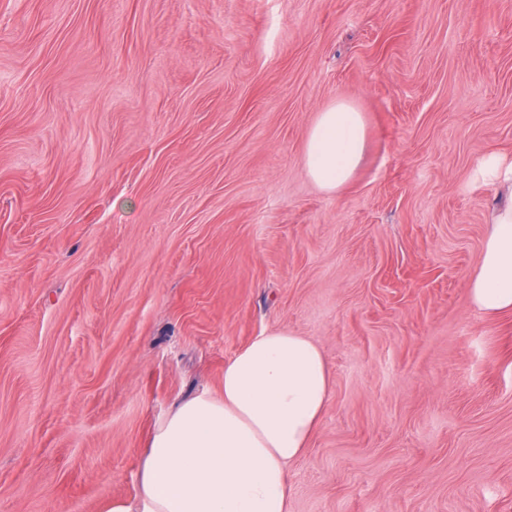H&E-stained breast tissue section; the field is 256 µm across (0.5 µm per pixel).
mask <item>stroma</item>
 Segmentation results:
<instances>
[{
	"label": "stroma",
	"mask_w": 512,
	"mask_h": 512,
	"mask_svg": "<svg viewBox=\"0 0 512 512\" xmlns=\"http://www.w3.org/2000/svg\"><path fill=\"white\" fill-rule=\"evenodd\" d=\"M366 130L339 192L319 112ZM512 158V0H0V512L133 501L254 336L332 392L288 512H512V313L467 283ZM364 145L360 112L344 102L326 108L319 113L306 142L308 177L321 189L338 192L353 177ZM482 173L495 181L505 194L512 195V159L491 154L482 165Z\"/></svg>",
	"instance_id": "35a3bbf8"
}]
</instances>
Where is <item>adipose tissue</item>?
<instances>
[{
	"mask_svg": "<svg viewBox=\"0 0 512 512\" xmlns=\"http://www.w3.org/2000/svg\"><path fill=\"white\" fill-rule=\"evenodd\" d=\"M360 112L339 102L320 112L306 142L308 177L341 190L364 151ZM510 202L495 208L480 263L468 283L472 304L492 317L512 312V159L482 165ZM331 395L328 366L308 337L271 329L224 364L220 394L178 403L151 436L134 504L105 501L100 512H288V471L303 457Z\"/></svg>",
	"mask_w": 512,
	"mask_h": 512,
	"instance_id": "ef3b65f1",
	"label": "adipose tissue"
}]
</instances>
